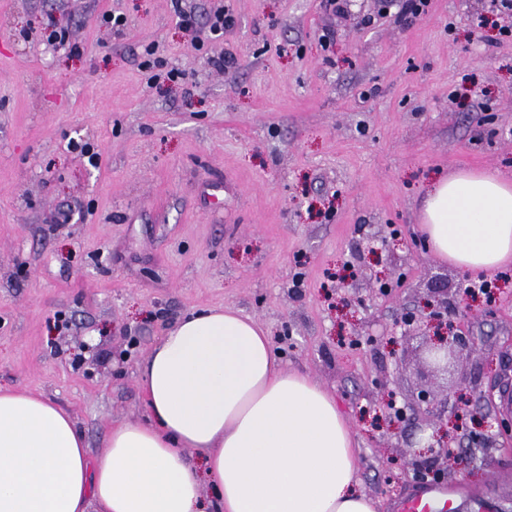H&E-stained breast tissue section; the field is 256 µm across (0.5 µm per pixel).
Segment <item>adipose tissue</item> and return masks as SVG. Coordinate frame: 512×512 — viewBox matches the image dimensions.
Here are the masks:
<instances>
[{"label": "adipose tissue", "instance_id": "adipose-tissue-1", "mask_svg": "<svg viewBox=\"0 0 512 512\" xmlns=\"http://www.w3.org/2000/svg\"><path fill=\"white\" fill-rule=\"evenodd\" d=\"M422 223L436 254L491 272L512 259V184L438 179ZM139 385L150 423L114 426L97 454L56 402L0 387V512H205L206 483L216 512H376L335 398L288 369L255 319L191 311L152 348Z\"/></svg>", "mask_w": 512, "mask_h": 512}]
</instances>
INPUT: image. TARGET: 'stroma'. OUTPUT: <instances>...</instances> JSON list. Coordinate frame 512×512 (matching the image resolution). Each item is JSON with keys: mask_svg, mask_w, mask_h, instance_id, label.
I'll return each instance as SVG.
<instances>
[{"mask_svg": "<svg viewBox=\"0 0 512 512\" xmlns=\"http://www.w3.org/2000/svg\"><path fill=\"white\" fill-rule=\"evenodd\" d=\"M233 22L196 50L172 0H0V386L44 394L92 452L148 422L139 370L198 307L264 325L285 365L332 394L359 488L392 512L417 490L419 422L388 428L384 394L432 390L465 430L445 484L512 512V261L495 302L450 304L480 353L431 372L401 318L463 269L420 226L438 176L512 182V14L496 0H224ZM117 10L122 33L100 25ZM68 30L81 53L49 45ZM157 43L179 84L149 85ZM230 55L220 71L213 58ZM87 143L98 165L74 151ZM300 287H293L294 276Z\"/></svg>", "mask_w": 512, "mask_h": 512, "instance_id": "35a3bbf8", "label": "stroma"}]
</instances>
